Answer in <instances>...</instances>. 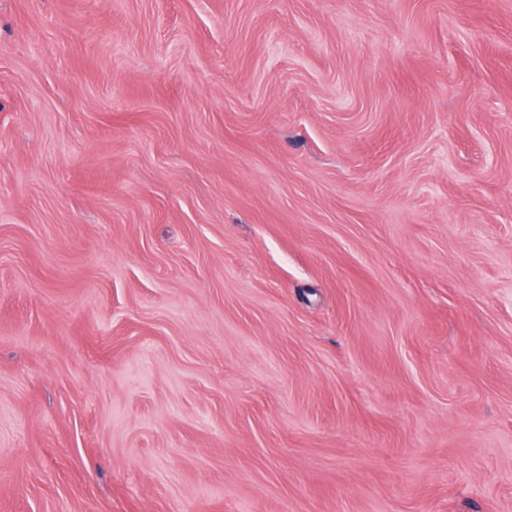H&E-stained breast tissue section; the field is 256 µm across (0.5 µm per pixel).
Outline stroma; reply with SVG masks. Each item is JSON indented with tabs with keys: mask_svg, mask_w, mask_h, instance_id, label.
Here are the masks:
<instances>
[{
	"mask_svg": "<svg viewBox=\"0 0 512 512\" xmlns=\"http://www.w3.org/2000/svg\"><path fill=\"white\" fill-rule=\"evenodd\" d=\"M0 512H512V0H0Z\"/></svg>",
	"mask_w": 512,
	"mask_h": 512,
	"instance_id": "1",
	"label": "stroma"
}]
</instances>
